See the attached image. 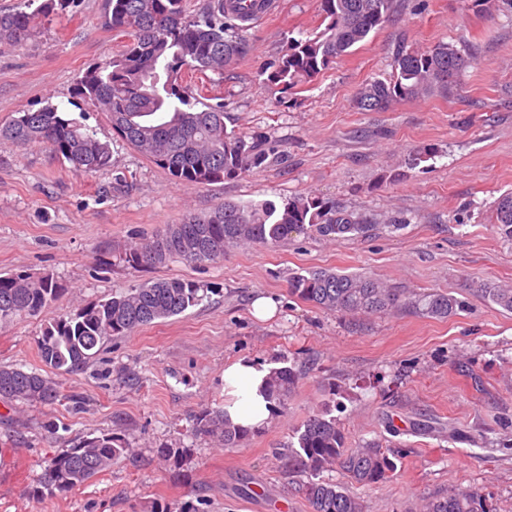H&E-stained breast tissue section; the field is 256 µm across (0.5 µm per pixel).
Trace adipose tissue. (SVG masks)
<instances>
[{
    "instance_id": "1",
    "label": "adipose tissue",
    "mask_w": 512,
    "mask_h": 512,
    "mask_svg": "<svg viewBox=\"0 0 512 512\" xmlns=\"http://www.w3.org/2000/svg\"><path fill=\"white\" fill-rule=\"evenodd\" d=\"M269 367L240 359L224 369V412L232 425L256 430L266 425L272 411L264 389Z\"/></svg>"
}]
</instances>
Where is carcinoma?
Instances as JSON below:
<instances>
[{"mask_svg":"<svg viewBox=\"0 0 512 512\" xmlns=\"http://www.w3.org/2000/svg\"><path fill=\"white\" fill-rule=\"evenodd\" d=\"M75 0H43L26 11L31 0L0 13V42L21 44L50 16L63 13ZM324 28L306 38L291 37L282 56L262 72V83L281 94L314 81L389 19L394 0H320ZM261 8L257 0H204L192 12L187 0H106L103 25L123 34L127 42L112 59L87 68L76 79L75 97L103 112L117 138L167 171L178 184L218 183L261 166L268 152L224 124V104L209 94L208 73L224 71L250 51L244 22ZM469 58L450 43L426 50L397 48L394 71L362 86L355 105L361 112H380L420 95L446 96L457 86ZM0 141L17 146L43 144L69 170L90 174L110 166L108 142L71 112L54 104L19 113L0 126ZM494 227L512 238V192L499 197ZM314 231L343 238L364 231L351 214L316 196H298L278 205L224 202L203 216L187 215L169 224L162 235L136 243L125 253L133 268H151L177 257L189 264L224 259V253L247 244L276 248L292 237ZM292 295L316 308L350 315L384 314L412 309L424 316L448 318L464 301L446 292L412 293L372 276L320 268L288 280ZM473 292L512 311V288L486 282L470 284ZM64 291L50 274H0V321L42 314ZM208 289L177 278L144 282L127 292L78 309L66 319L52 320L39 340V354L49 375L0 365V399L21 403H52L59 399L58 378L99 355L105 342L184 313L198 305ZM300 373L291 366L274 369L268 398L272 412L285 405ZM195 433L222 448H235L250 431L224 419V407L204 409L195 417ZM296 441L279 454L283 466L307 477L302 491L311 512H364L363 502L342 485L320 478L340 470L363 486L377 484L396 470L395 462L377 445L348 446L336 419L323 411L308 416L295 432ZM131 449L110 435L87 437L52 458L44 469L37 494L52 495L79 487ZM164 462L175 467L188 457L186 448H162ZM422 512H492L489 498L475 489L422 497Z\"/></svg>","mask_w":512,"mask_h":512,"instance_id":"1","label":"carcinoma"}]
</instances>
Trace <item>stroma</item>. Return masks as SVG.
<instances>
[{
	"instance_id": "1",
	"label": "stroma",
	"mask_w": 512,
	"mask_h": 512,
	"mask_svg": "<svg viewBox=\"0 0 512 512\" xmlns=\"http://www.w3.org/2000/svg\"><path fill=\"white\" fill-rule=\"evenodd\" d=\"M103 10L104 0H77L26 44L0 45V124L49 102L74 107L112 151L110 167L76 175L42 145L0 141V273H49L64 287L45 313L0 323V364L45 372L38 340L49 319L145 281L189 279L210 293L112 339L60 378L55 403L0 402V512H310L301 476L274 451L321 409L352 446L396 455L395 474L369 488L323 471L361 497L365 512H411L420 497L458 487L481 489L496 512H512V312L467 289L472 281L512 286V238L491 224L497 199L512 191V8L397 0L376 33L282 107L259 74L288 38L319 31L322 15L319 0H274L271 13L249 22L251 52L225 72L218 93L228 130L278 152L237 179L196 186L175 184L116 138L94 106L77 102V77L121 41L103 26ZM439 42L472 56L459 90L381 112L354 107L363 84L391 75L398 44ZM429 147L435 156L422 159ZM307 194L351 213L365 231L241 246L217 263L135 269L124 260L135 242L186 214ZM318 268L444 291L466 306L447 319L321 310L288 290L290 276ZM261 295L276 300L274 318L253 316ZM241 358L286 364L301 378L267 425L218 448L195 435L194 419L223 404L224 369ZM104 433L134 455L66 494H36L53 456ZM160 448L189 449L190 459L174 469Z\"/></svg>"
}]
</instances>
